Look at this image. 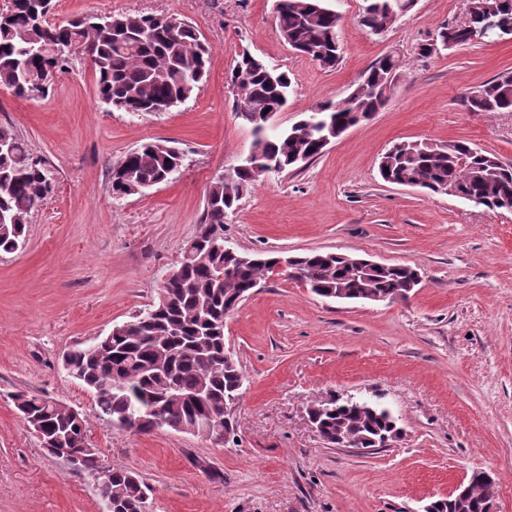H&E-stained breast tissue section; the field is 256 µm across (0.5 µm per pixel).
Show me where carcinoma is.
Returning a JSON list of instances; mask_svg holds the SVG:
<instances>
[{
    "label": "carcinoma",
    "instance_id": "obj_1",
    "mask_svg": "<svg viewBox=\"0 0 512 512\" xmlns=\"http://www.w3.org/2000/svg\"><path fill=\"white\" fill-rule=\"evenodd\" d=\"M366 2L361 25L372 32L377 26L392 27L415 0ZM486 3L494 4L499 17L512 26V0H471L466 19L442 27L439 42L423 45L420 54L473 41L484 24ZM52 10V0H11L0 10V86L19 97L47 96L57 75L87 52L99 102L122 112L175 107L193 96L208 76L210 45L177 15L159 20L119 13L52 23L46 19ZM276 21L291 49L325 68L336 67L341 58L340 16L327 0H279ZM400 67L396 55L382 56L369 69L365 87L314 112L329 127L349 129L384 104L378 90L390 76H398ZM230 83L236 89L237 115L251 126L258 157L211 181L202 221L185 244L190 253L161 287L165 303L148 305L97 342L72 347L61 356L63 369L93 393L99 416L118 430L148 433L167 427L205 439L221 431L233 433L230 412L240 402L245 376L237 360L225 357L224 321L274 273L277 255L227 246L224 217L262 177L296 167L299 157L308 162L324 152L319 133L305 126L265 129V114L279 112L287 103V72L246 52L233 66ZM465 105L471 112H512V73L467 93ZM0 140L10 145L9 151L0 152V252L11 254L21 246L32 213L53 191L54 175L14 128L0 125ZM180 162L179 149L164 140L141 144L112 166V197L140 194L168 182ZM378 172L386 183L414 185L434 194L450 187L456 197L490 210L512 206V164L465 141L395 142L381 153ZM356 260V255L312 250L296 256L301 276L294 281L323 298L334 299L341 292L348 300L376 294L392 301L408 298L420 283L411 266L361 270ZM13 400L48 453L58 457L69 449H85L76 471L104 473L99 491L112 502V512H147L149 488L137 472L102 471L81 411L37 393L19 392ZM309 416L324 441L333 443L339 436L365 453L382 447L395 423L378 404L369 409L334 398L314 406ZM437 512H487L484 486L473 481L462 504L450 498Z\"/></svg>",
    "mask_w": 512,
    "mask_h": 512
}]
</instances>
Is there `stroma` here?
Returning <instances> with one entry per match:
<instances>
[{
    "mask_svg": "<svg viewBox=\"0 0 512 512\" xmlns=\"http://www.w3.org/2000/svg\"><path fill=\"white\" fill-rule=\"evenodd\" d=\"M329 5L341 17L333 70L282 41L276 0H56L57 22L178 15L202 33L212 61L200 90L161 115L101 104L86 62L60 73L43 98L0 87V124L56 178L24 246L0 253V512H106L96 477L48 454L21 419L12 401L20 391L82 411L104 468L134 470L150 487L149 512H420L475 471L490 475L497 512H512V212L390 185L377 172L380 153L400 140H463L512 164V112L462 103L512 71V41L423 57L419 46L461 19L465 0H416L378 35L359 23L364 0ZM245 51L289 73L282 128L345 99L379 57L398 55L402 66L369 120L245 194L224 219L226 243L250 253L358 254L415 267L421 282L405 300L346 302L271 277L224 324L246 378L234 439L113 429L61 354L156 301L197 232L211 181L248 153L252 132L229 83ZM157 139L184 153L180 173L144 195L113 198V165ZM334 396L387 407L400 438L372 454L327 446L307 411Z\"/></svg>",
    "mask_w": 512,
    "mask_h": 512,
    "instance_id": "stroma-1",
    "label": "stroma"
}]
</instances>
